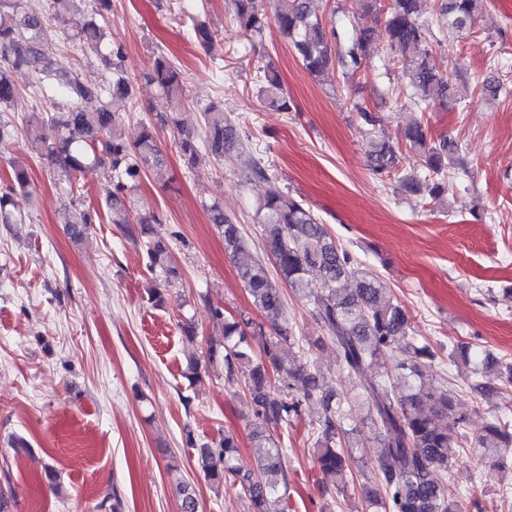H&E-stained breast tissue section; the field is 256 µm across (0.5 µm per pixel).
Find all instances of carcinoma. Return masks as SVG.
Instances as JSON below:
<instances>
[{
	"label": "carcinoma",
	"mask_w": 512,
	"mask_h": 512,
	"mask_svg": "<svg viewBox=\"0 0 512 512\" xmlns=\"http://www.w3.org/2000/svg\"><path fill=\"white\" fill-rule=\"evenodd\" d=\"M73 0H45L35 10L27 0H0V112L6 111L19 94L12 74L26 66L44 78L56 75L55 63L42 57L39 37L44 33L45 14L68 13ZM313 0H232V16L248 35L263 32L268 12H273L280 33L294 46L304 69L319 74L333 61L332 48L338 32L328 30L312 11ZM353 15L361 22L351 25V45L338 57L345 78L357 74L364 65L373 27L365 23L384 16V30L391 51L388 63L400 66L406 88L404 107L426 112L438 100L460 103L453 86L433 64L429 45L436 35L421 21V0H354ZM448 16V25L458 31L472 26L482 11L483 0H438ZM111 0H94L93 16L71 20L72 37L101 53L109 72L103 84L87 86L73 78L61 84L73 102L46 122L36 115L24 119L28 142L39 149L62 176L72 179L112 172L114 190L106 204L110 223L132 237L145 239L148 267L154 272L149 299L160 304L163 288L179 277L170 246L150 238V221L137 228L129 226L128 192L136 187L142 174H162L163 157L153 127L144 126L136 140L128 142L115 134L120 109L131 95L130 84L122 69V50L102 52L104 28L95 17L110 11ZM257 81L264 85L267 103L282 112L291 111L279 73L260 68ZM151 79L156 81L174 108L169 122L177 130L179 147L187 167H196L200 155L214 158L242 145L235 119L215 103L203 110V135L198 137L185 128L175 109L183 102L180 74L165 60L157 59ZM106 97L94 110L82 108L77 100ZM367 132L370 170L379 179L396 178L397 188L406 194L421 196L435 206L448 197V171L465 170L458 147L448 138L429 136L422 119L408 123L405 146L373 135L377 117L367 108H359ZM421 161L419 174H402L403 149ZM253 174L266 183L264 198L256 214L261 226L265 255L275 261L280 278L292 291L313 304L315 315L328 335L295 337L288 328L284 294L267 263L249 255L248 243L239 224L224 214L218 203L209 207V219L224 239V249L236 262L238 274L254 306L273 330L275 339L257 344L256 333L248 332L250 322L224 315L216 307V318L223 321L224 341L212 344L208 359L224 365V382L242 384L249 390L254 413L248 427L256 448V469L241 473L236 465L238 440L227 431L212 446L197 444L187 436L194 449L195 469L213 486L232 482L240 487V497L248 503V512H287L288 471L283 449L273 433L300 416L302 407L315 403L322 409L312 433L315 461L320 470L336 475L339 487L351 476L350 463L356 461L351 430L344 425L345 403L333 386L308 362H288L279 353V345L292 342L304 353L330 344L336 352L341 371L357 380L360 401L383 432L382 447L372 468L373 476L362 486V495L373 512H468L473 503L452 495L445 477L452 467L454 449L464 438V418L457 415L448 390L425 383L426 367L437 357L434 348L420 344L411 336L406 310L387 297L384 281L372 272L354 270L353 258L339 247L336 239L321 223L303 199L290 195L280 185L277 175L261 158H250ZM13 179L0 193V222L12 223L11 208L15 197L28 194L29 176L21 164L11 163ZM93 222L89 212L66 224L67 235L80 241ZM393 358L390 368L382 361ZM473 374L485 378L473 388L483 394H501L492 377L512 383V364L501 365L487 358L479 359L469 346L456 345L448 352ZM284 380L289 391L272 385L269 370ZM474 447L483 449L492 467L512 470V422L494 414L481 427ZM508 448V456L501 449ZM171 481L181 498L182 512H198L199 502L192 485L176 462L167 466Z\"/></svg>",
	"instance_id": "obj_1"
}]
</instances>
